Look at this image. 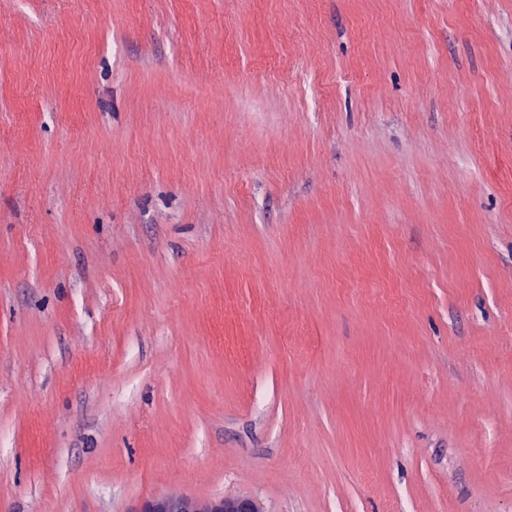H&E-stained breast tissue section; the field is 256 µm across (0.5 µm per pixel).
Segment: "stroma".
Wrapping results in <instances>:
<instances>
[{"label":"stroma","mask_w":512,"mask_h":512,"mask_svg":"<svg viewBox=\"0 0 512 512\" xmlns=\"http://www.w3.org/2000/svg\"><path fill=\"white\" fill-rule=\"evenodd\" d=\"M512 512V0H0V512ZM259 503L251 497H224L214 505H205L184 496L155 495L142 499L131 512H258Z\"/></svg>","instance_id":"1"}]
</instances>
